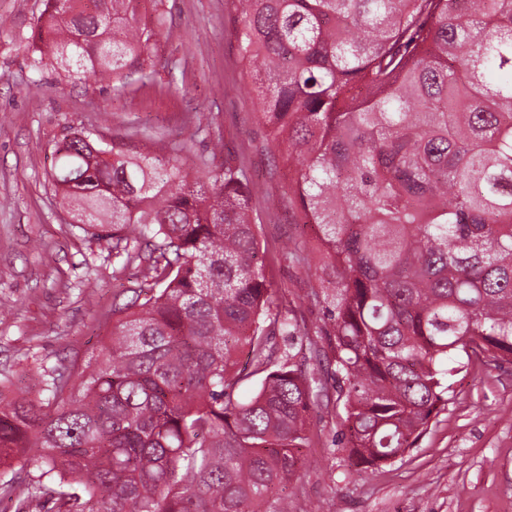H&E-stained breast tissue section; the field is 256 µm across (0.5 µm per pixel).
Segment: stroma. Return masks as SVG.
I'll use <instances>...</instances> for the list:
<instances>
[{"mask_svg": "<svg viewBox=\"0 0 512 512\" xmlns=\"http://www.w3.org/2000/svg\"><path fill=\"white\" fill-rule=\"evenodd\" d=\"M155 80L126 93L90 82L61 87L54 71H35L27 45L44 0H0V375L37 393L43 367L78 368L112 329V304L134 287L112 243L70 221L51 186L52 151L66 127L105 140L133 125L163 142L186 143L189 164L244 161L261 186L251 207L268 252L266 275L275 305L294 308L320 352L308 369L326 380L329 348L321 315L306 294L314 274L280 250L302 232L282 195L287 168L275 165L250 85L241 75L237 0H165ZM447 407L433 416L413 448L396 461L354 472L336 445L343 428L335 399L308 425L306 465L284 489L290 512H512V361H464L450 378Z\"/></svg>", "mask_w": 512, "mask_h": 512, "instance_id": "1", "label": "stroma"}]
</instances>
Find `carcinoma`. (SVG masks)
I'll use <instances>...</instances> for the list:
<instances>
[{
    "label": "carcinoma",
    "mask_w": 512,
    "mask_h": 512,
    "mask_svg": "<svg viewBox=\"0 0 512 512\" xmlns=\"http://www.w3.org/2000/svg\"><path fill=\"white\" fill-rule=\"evenodd\" d=\"M139 2L45 0L34 69L151 80L166 11L143 21ZM238 4L256 118L314 228L338 443L378 467L448 406V362L512 358V0ZM155 138L69 126L54 145L56 192L148 287L78 375L47 367L35 396L0 380V467L35 449L27 496L57 512H288L319 394L296 316L273 309L254 183L230 159L195 176ZM244 350L262 375L247 401Z\"/></svg>",
    "instance_id": "obj_1"
}]
</instances>
